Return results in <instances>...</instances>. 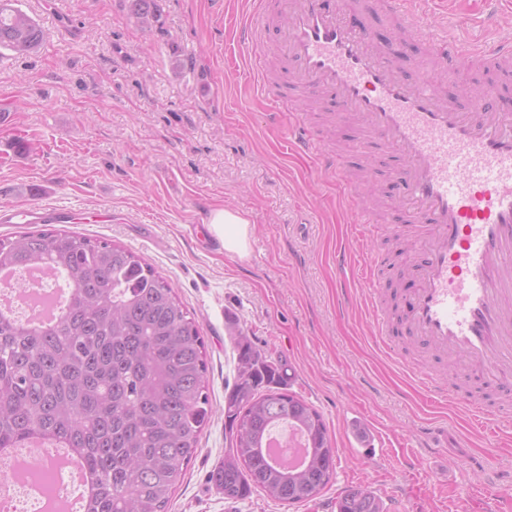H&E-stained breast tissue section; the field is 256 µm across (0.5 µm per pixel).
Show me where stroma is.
<instances>
[{
  "label": "stroma",
  "mask_w": 512,
  "mask_h": 512,
  "mask_svg": "<svg viewBox=\"0 0 512 512\" xmlns=\"http://www.w3.org/2000/svg\"><path fill=\"white\" fill-rule=\"evenodd\" d=\"M160 27L127 21V0H19L47 32L33 54L0 52V114L23 155L0 154V203L40 208L36 230L60 229L123 245L174 288L204 337L210 414L168 512H334L348 487L364 484L386 512H477L492 488L512 478V399L492 397L503 439L490 446L454 401L425 399L413 375L448 378L469 366L397 335L396 364L375 339L369 290L340 274L336 249L353 218L336 179L289 151L285 133L263 123L272 105L247 75L224 73V13L242 0H157ZM485 0H430L433 30L484 39ZM188 65L174 73L170 50ZM305 115H334L328 147H359L372 170L349 157L347 177L386 231L378 247L394 284L408 264L392 234L398 212L388 160L361 142L359 123L336 105L304 102ZM39 188L31 196L29 188ZM247 213L254 232L239 258L208 233H193L199 211ZM286 364L290 388L323 416L338 448L335 479L314 500L288 506L256 492L228 502L209 474L229 446L224 394L236 375L233 330ZM469 486L470 502L456 488Z\"/></svg>",
  "instance_id": "stroma-1"
}]
</instances>
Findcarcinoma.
I'll use <instances>...</instances> for the list:
<instances>
[{
    "label": "carcinoma",
    "instance_id": "obj_1",
    "mask_svg": "<svg viewBox=\"0 0 512 512\" xmlns=\"http://www.w3.org/2000/svg\"><path fill=\"white\" fill-rule=\"evenodd\" d=\"M129 19L160 25L156 0H129ZM39 22L0 0V51L36 52ZM64 271L70 300L54 327L0 320V448L35 432L76 449L95 482L83 512H168L208 418L205 341L171 286L126 248L55 231L0 239V267ZM237 373L224 398L231 448L210 472L226 500L262 491L288 505L313 500L336 475L337 449L320 414L290 390L287 369L235 337ZM305 438L304 463L276 464L271 428ZM337 512H384L368 486L345 490Z\"/></svg>",
    "mask_w": 512,
    "mask_h": 512
}]
</instances>
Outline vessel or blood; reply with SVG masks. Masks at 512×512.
Here are the masks:
<instances>
[{
  "label": "vessel or blood",
  "mask_w": 512,
  "mask_h": 512,
  "mask_svg": "<svg viewBox=\"0 0 512 512\" xmlns=\"http://www.w3.org/2000/svg\"><path fill=\"white\" fill-rule=\"evenodd\" d=\"M397 28L428 44L434 68L512 66V36L480 45L423 32L416 0H383ZM228 64L247 57L260 86L269 68L287 77L266 115L280 125L283 104L323 96L355 113L364 139L398 161L389 191L399 220L418 233L408 248L410 288L402 289L399 322L373 308L375 336L403 325L412 340L463 357L475 381L512 394V112L502 93L477 100L444 95L432 71L399 66L404 42L371 30L354 0H249L234 28ZM288 143L334 175L341 199L366 240L381 236L349 187L346 161L324 148L305 118L288 126Z\"/></svg>",
  "instance_id": "b4317fda"
}]
</instances>
